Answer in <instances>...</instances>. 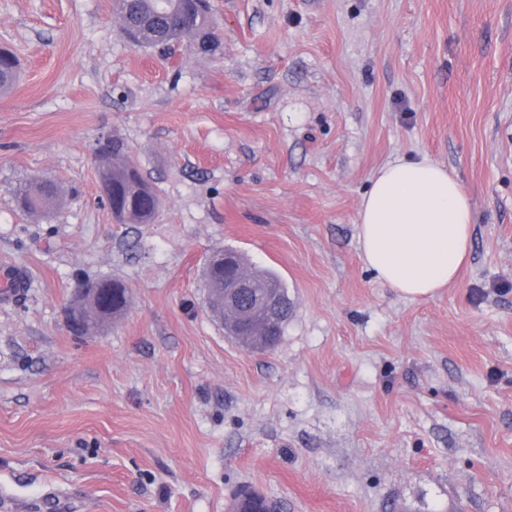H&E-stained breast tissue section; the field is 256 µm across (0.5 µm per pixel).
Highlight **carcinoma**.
Here are the masks:
<instances>
[{
	"mask_svg": "<svg viewBox=\"0 0 512 512\" xmlns=\"http://www.w3.org/2000/svg\"><path fill=\"white\" fill-rule=\"evenodd\" d=\"M122 13V27L128 34L156 46L173 39L184 41L208 36L205 29L210 26L209 17H198L195 0H129L127 5L116 4ZM18 77V64L14 54L3 49L0 56V95L7 93ZM106 154L111 158L109 166L102 169L101 180L104 189L110 194L109 206L116 222L120 224H150L161 208V196L158 190L149 184L133 168V163L126 156L123 144L113 142L106 147ZM58 196V189L48 181L35 180L18 190L15 195L17 207L29 214L47 211ZM237 265L251 273V278L259 285L278 288L283 295H288L280 277L273 271L249 267L242 256H237ZM112 283V315L101 314L98 308L87 298H82L72 307V311L87 321L100 327L120 317L129 303L128 289L116 279ZM203 283L210 285L206 292L211 313L216 318H224V331L228 336H235L239 324V312L223 310L215 301V296L223 293L224 269L207 268L203 273ZM291 303L286 301L261 328L268 336H283L284 327L291 314ZM233 512H284V505L275 499L256 494L244 500L235 498Z\"/></svg>",
	"mask_w": 512,
	"mask_h": 512,
	"instance_id": "obj_1",
	"label": "carcinoma"
}]
</instances>
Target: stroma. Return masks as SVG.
I'll return each instance as SVG.
<instances>
[{"mask_svg":"<svg viewBox=\"0 0 512 512\" xmlns=\"http://www.w3.org/2000/svg\"><path fill=\"white\" fill-rule=\"evenodd\" d=\"M223 44L167 54L113 0H0L21 64L0 99V496L20 512H512V0H211ZM160 191L115 223L98 150ZM429 155L474 207L430 299L360 257L376 169ZM57 183L42 216L16 187ZM275 271L292 314L245 350L211 317L208 254ZM126 312L72 334L78 282ZM236 504L233 512H283L284 505L275 499L255 493L253 497L247 500L240 499V495L235 498Z\"/></svg>","mask_w":512,"mask_h":512,"instance_id":"obj_1","label":"stroma"}]
</instances>
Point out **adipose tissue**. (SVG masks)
I'll list each match as a JSON object with an SVG mask.
<instances>
[{"label":"adipose tissue","instance_id":"1","mask_svg":"<svg viewBox=\"0 0 512 512\" xmlns=\"http://www.w3.org/2000/svg\"><path fill=\"white\" fill-rule=\"evenodd\" d=\"M474 209L453 170L428 156L398 157L371 177L358 244L376 279L410 299L454 285L472 249Z\"/></svg>","mask_w":512,"mask_h":512}]
</instances>
